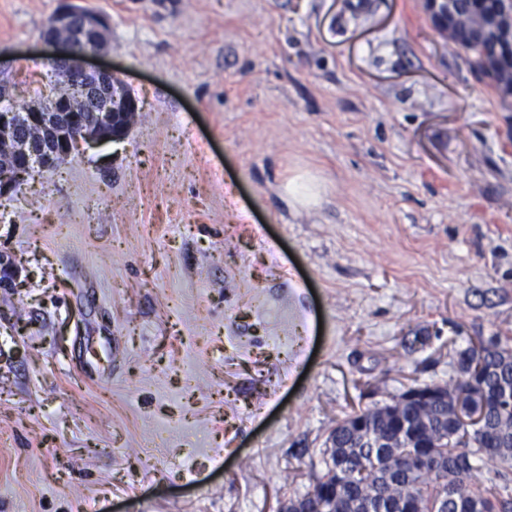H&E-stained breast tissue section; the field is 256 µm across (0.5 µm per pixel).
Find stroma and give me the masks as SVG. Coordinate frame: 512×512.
Wrapping results in <instances>:
<instances>
[{
    "instance_id": "obj_1",
    "label": "stroma",
    "mask_w": 512,
    "mask_h": 512,
    "mask_svg": "<svg viewBox=\"0 0 512 512\" xmlns=\"http://www.w3.org/2000/svg\"><path fill=\"white\" fill-rule=\"evenodd\" d=\"M62 2L0 0L15 101ZM79 3L141 111L0 194V512H278L512 347V111L427 0Z\"/></svg>"
}]
</instances>
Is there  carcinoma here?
Here are the masks:
<instances>
[{
	"instance_id": "obj_1",
	"label": "carcinoma",
	"mask_w": 512,
	"mask_h": 512,
	"mask_svg": "<svg viewBox=\"0 0 512 512\" xmlns=\"http://www.w3.org/2000/svg\"><path fill=\"white\" fill-rule=\"evenodd\" d=\"M493 4L455 0L454 25L482 26ZM472 70L497 64L493 81L512 98V58L489 39L457 41ZM458 378L425 384L374 409L352 411L331 430L325 473L286 512H512V349L480 338L458 352ZM463 404L483 415L460 430Z\"/></svg>"
}]
</instances>
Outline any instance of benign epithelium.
Masks as SVG:
<instances>
[{
	"mask_svg": "<svg viewBox=\"0 0 512 512\" xmlns=\"http://www.w3.org/2000/svg\"><path fill=\"white\" fill-rule=\"evenodd\" d=\"M453 0H429V10L438 27L450 33ZM477 35L492 34L505 52L512 53V0H497V9ZM46 42L59 47L53 55L65 64L59 67L61 85L46 105L30 104L22 111L0 113V164L13 165L15 178H0V193L14 187L35 163L51 167L70 152L71 141L96 145L127 137L139 105L111 71L92 69L87 60L109 48L107 20L64 0L62 9L43 33ZM93 113L85 122L82 114Z\"/></svg>",
	"mask_w": 512,
	"mask_h": 512,
	"instance_id": "7a95c632",
	"label": "benign epithelium"
}]
</instances>
